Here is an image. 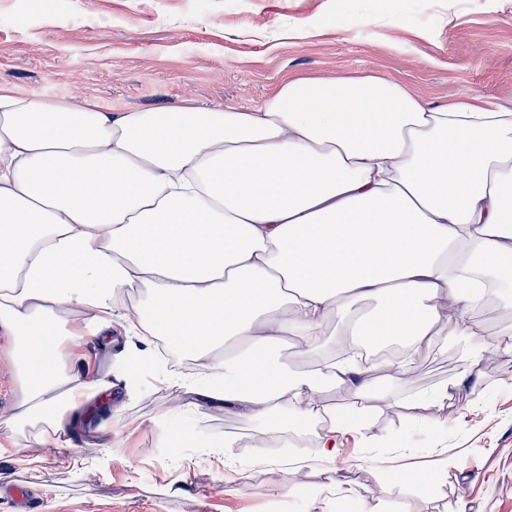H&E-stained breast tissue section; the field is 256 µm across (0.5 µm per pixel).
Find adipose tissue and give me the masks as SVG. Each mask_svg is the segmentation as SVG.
I'll return each instance as SVG.
<instances>
[{
    "label": "adipose tissue",
    "mask_w": 512,
    "mask_h": 512,
    "mask_svg": "<svg viewBox=\"0 0 512 512\" xmlns=\"http://www.w3.org/2000/svg\"><path fill=\"white\" fill-rule=\"evenodd\" d=\"M512 305V108L458 96L431 106L393 79L293 75L252 108L116 111L79 97L51 103L0 84V334L11 337L19 395L0 451L31 464L60 447L76 403L94 407L136 374L79 376L75 342L137 337L126 361L157 359L164 338L196 367L162 417L208 405L255 423L263 459L290 423L318 424L286 484L333 461L352 428L368 441L373 373L397 379L463 345L452 382L512 353V329L486 335L477 303ZM335 331H328L329 320ZM336 354L289 370L282 343ZM352 394V417L326 390Z\"/></svg>",
    "instance_id": "ef3b65f1"
}]
</instances>
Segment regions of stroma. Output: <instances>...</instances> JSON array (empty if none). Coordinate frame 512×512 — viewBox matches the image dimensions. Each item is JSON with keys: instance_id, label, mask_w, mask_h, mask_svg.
I'll return each mask as SVG.
<instances>
[{"instance_id": "35a3bbf8", "label": "stroma", "mask_w": 512, "mask_h": 512, "mask_svg": "<svg viewBox=\"0 0 512 512\" xmlns=\"http://www.w3.org/2000/svg\"><path fill=\"white\" fill-rule=\"evenodd\" d=\"M376 72L408 84L430 105L468 94L512 106V0H0V82L55 102L78 96L116 110L171 107L184 98L249 107L286 76ZM480 385L434 400L436 372L388 383L397 405L375 415L385 440L357 432L331 463L307 471L319 497H270L250 477V445L235 468L176 438L192 415L162 420L168 390L146 377L148 401L76 409L68 456L81 454L89 424L112 431L86 468L54 459L31 489L32 512H336L384 490L389 512H457L466 485L472 512H512V354L481 361ZM450 454L448 476L425 486L390 479L401 466L427 468Z\"/></svg>"}]
</instances>
